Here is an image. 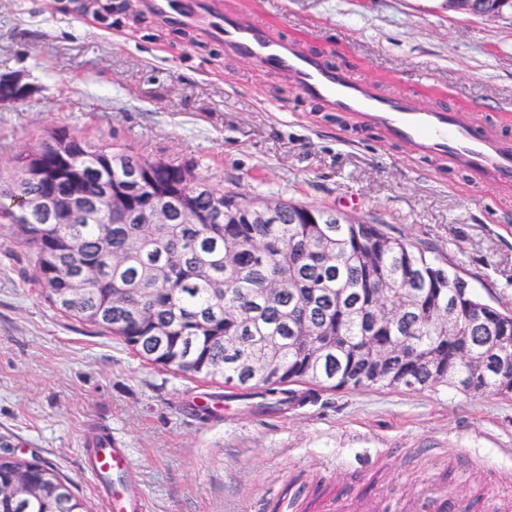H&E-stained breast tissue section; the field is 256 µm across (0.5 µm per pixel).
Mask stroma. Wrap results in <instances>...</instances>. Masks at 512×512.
<instances>
[{"instance_id":"obj_1","label":"stroma","mask_w":512,"mask_h":512,"mask_svg":"<svg viewBox=\"0 0 512 512\" xmlns=\"http://www.w3.org/2000/svg\"><path fill=\"white\" fill-rule=\"evenodd\" d=\"M0 0V75L30 89L0 102V172L48 128L196 165L225 191L326 206L458 269L479 296L512 309V193L473 185L462 168L411 154L381 131L325 110L294 82L220 43L145 15L141 0ZM334 66L388 96L444 102L470 125L512 136V13L469 16L448 0H253ZM222 378H187L117 337L59 313L25 247L0 227V446L53 464L94 512L85 443L109 430L148 512H289L299 484L335 494L351 479L393 506L442 479L466 450L480 465L457 498L488 491V468L512 469V396L439 385L316 389L260 410L227 402ZM214 399L210 415L191 411Z\"/></svg>"}]
</instances>
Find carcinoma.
I'll return each mask as SVG.
<instances>
[{
	"instance_id": "carcinoma-1",
	"label": "carcinoma",
	"mask_w": 512,
	"mask_h": 512,
	"mask_svg": "<svg viewBox=\"0 0 512 512\" xmlns=\"http://www.w3.org/2000/svg\"><path fill=\"white\" fill-rule=\"evenodd\" d=\"M139 165L140 180L129 166ZM105 187L121 188L126 201L99 202L87 221L71 212L53 220L40 212L20 213L25 199L72 198L74 208L99 198ZM190 201L203 213L218 212L208 224H149L158 207ZM274 209L272 224L252 216ZM31 252L34 280L64 316L118 338L140 357L183 374L214 378L248 390L296 400L290 386L312 383L336 390L362 367L356 352L373 342L405 356L433 357L437 373L408 362L401 369L408 390L449 385L472 395L499 390L494 371L457 365L448 381V360L457 341L442 337L443 323L470 327L469 313L483 307L512 321V314L481 302L457 271L426 258L408 242L377 224L363 225L328 207L290 201L237 200L195 173L187 162L152 159L129 148L94 144L60 130L37 150L13 159L0 177V223ZM92 265L96 272L83 293L65 303L54 290L67 287ZM282 282L294 288L271 297ZM418 292L417 306L399 313L398 292ZM474 349L507 343L487 330L465 333ZM327 347L311 361L304 348ZM273 364L276 374L254 367ZM0 512H90L75 486L50 463L12 455L0 448Z\"/></svg>"
}]
</instances>
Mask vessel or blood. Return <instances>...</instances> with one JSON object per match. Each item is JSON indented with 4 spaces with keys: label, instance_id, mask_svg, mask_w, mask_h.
<instances>
[{
    "label": "vessel or blood",
    "instance_id": "1",
    "mask_svg": "<svg viewBox=\"0 0 512 512\" xmlns=\"http://www.w3.org/2000/svg\"><path fill=\"white\" fill-rule=\"evenodd\" d=\"M147 4L157 16L223 44L226 53L246 56L289 76L308 98L381 129L418 154L445 157L469 168L477 178L512 184V138L492 130L476 132L439 104L417 108L407 99L384 96L363 77L334 69L321 57L302 51L255 11L230 10L219 0H147ZM111 439V433H104L105 449L92 456L94 475L130 471L129 450L113 445ZM402 512H448V501L438 484L428 483L415 490Z\"/></svg>",
    "mask_w": 512,
    "mask_h": 512
}]
</instances>
